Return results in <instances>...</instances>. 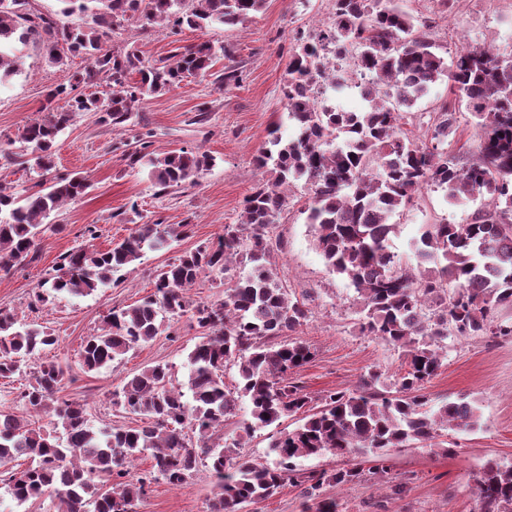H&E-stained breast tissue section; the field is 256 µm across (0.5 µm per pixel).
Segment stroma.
Masks as SVG:
<instances>
[{"label":"stroma","mask_w":512,"mask_h":512,"mask_svg":"<svg viewBox=\"0 0 512 512\" xmlns=\"http://www.w3.org/2000/svg\"><path fill=\"white\" fill-rule=\"evenodd\" d=\"M399 5L417 18L440 17L434 39L445 59L465 43L497 49L512 44V0H455L445 15L437 0H400ZM328 20V0H265L259 12L232 28L215 25L171 35L135 23L114 30L113 46L132 45L150 61L203 41L223 47L224 53L207 76L185 77L177 87L146 97L124 126L101 122L95 112L74 117L55 142L53 170L82 174L91 187L52 215L59 230L42 236L35 259L0 272V308L15 313L27 327H45L57 336L56 345L40 358L63 366V396L86 401L95 422L134 423V416L113 406L112 394L126 376L144 367L163 363L176 381L186 379L187 354L199 334L188 314L171 321L170 335L131 350L113 367L84 371L81 349L88 336L100 331L109 308L153 294L155 278L167 264L216 241L225 225L238 223L244 198L261 178L254 159L267 148L269 130L279 127L286 138L294 133L284 109L292 35L299 30L316 33ZM85 64L77 56L58 67L38 47L28 46L20 74L0 94V140L41 119L49 91L72 82ZM230 64L239 68L240 78L228 83L224 68ZM201 112L206 115L202 122L197 119ZM145 130L151 134L152 151L199 150L214 162L195 182L161 190L147 169L126 161L133 137ZM307 200L306 186H292L290 204L274 230L284 244L278 257L282 280L296 295L308 297L311 309L296 337L314 357L297 377L316 403L326 394L355 388L373 368L383 373L381 390H395L404 371L401 352L360 333L354 289L328 272L316 250L303 214ZM468 213V207L448 205L441 192L425 190L401 217L391 250L400 263L411 262V243L421 225L461 224ZM156 221L188 225V234L169 248L146 253L119 284L87 296L61 293L48 303L37 302L42 282L65 253L81 245L109 248L138 225ZM90 225L96 226L97 237L86 234ZM444 347V362L426 391L438 403L462 396L476 401L479 427L445 429L434 447L394 451L382 478L325 486L322 497L335 502L336 512H475L476 479L484 463L512 461V337L451 336ZM212 489L210 472L202 466L183 486L153 483L137 512H211Z\"/></svg>","instance_id":"1"}]
</instances>
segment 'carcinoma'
I'll return each instance as SVG.
<instances>
[{"label": "carcinoma", "instance_id": "cac0c4a2", "mask_svg": "<svg viewBox=\"0 0 512 512\" xmlns=\"http://www.w3.org/2000/svg\"><path fill=\"white\" fill-rule=\"evenodd\" d=\"M66 14L90 21L60 26L33 13L28 0H0V85L20 72L21 48L38 46L49 63L64 66L83 55L89 65L76 82L47 96L46 115L0 144L7 155L15 144L30 151L27 164L45 179L22 193L0 188V271L34 256L39 236L55 231L46 223L54 212L87 193L86 177L51 174L54 142L80 112H102L117 127L138 111L148 95L176 85L184 75L206 76L217 50L208 42L154 62L132 47L111 46L112 31L141 18L159 31L177 35L214 24L234 27L259 11L264 0H61ZM330 21L313 36L292 37L284 96L295 136L274 128L270 147L256 158L263 179L244 198L241 222L224 226L217 242L201 244L165 266L155 291L139 303L110 310L101 332L84 341L81 361L88 371L118 364L134 348L162 333L164 318L192 313L199 336L187 355L188 375L175 383L166 364L126 377L113 405L141 417L137 426L96 429L88 406L63 399L65 371L54 361L36 365L20 393L35 415L50 414L63 429L21 422L0 410V481L18 505L46 496L56 512H135L147 488L159 480L180 487L207 467L213 478V512H243L287 484L304 487L317 512H336L320 499L324 486L386 472L389 452L436 438L442 429H475L478 408L460 397L437 404L425 384L444 359L440 343L454 336H512V323L496 310L512 305V68L499 63V50L468 48L452 62L438 52L426 20L418 23L395 0H329ZM138 74L132 82L129 76ZM448 77L450 94L467 102L479 129L476 152L459 156L456 101L428 113L426 135L404 130L412 108L433 84ZM109 86L102 100L78 90L82 84ZM324 85L355 89L367 102L363 112L318 104ZM68 98L67 108L53 106ZM149 135L127 154L132 165L149 170L166 190L194 180L213 158L180 148L150 150ZM304 182L310 197L304 212L314 228V246L330 273L349 281L356 293L361 333L402 349L404 374L392 395L377 389L381 373L369 372L351 391L326 395L318 406L295 378L313 358L298 340L277 341L309 319V308L284 286L273 235L288 205L286 190ZM434 188L455 206L483 203L463 224H425L413 242L417 265L404 267L389 249L396 224L422 191ZM186 224H141L123 241L98 250L80 246L65 254L45 281L37 301L58 293L89 295L116 283L148 251L187 235ZM225 299L193 304L186 289L203 274L220 276L235 266ZM52 334L24 327L0 309V378L24 372L26 363L55 345ZM237 367L236 390L227 389L224 367ZM247 399L250 419L233 436L224 424ZM299 416L298 425L274 437L275 465L240 453L244 439L273 423ZM361 457L333 473L304 472L297 460L324 454ZM150 460L143 475L130 473L136 459ZM480 512H512V463L488 460L477 479Z\"/></svg>", "mask_w": 512, "mask_h": 512}]
</instances>
